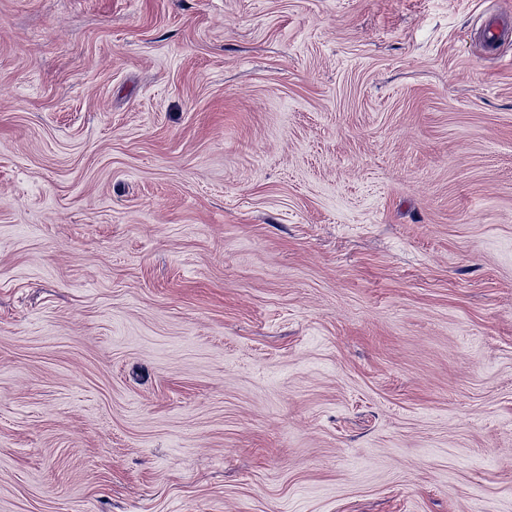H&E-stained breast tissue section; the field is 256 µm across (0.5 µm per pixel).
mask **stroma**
I'll return each instance as SVG.
<instances>
[{"label": "stroma", "mask_w": 512, "mask_h": 512, "mask_svg": "<svg viewBox=\"0 0 512 512\" xmlns=\"http://www.w3.org/2000/svg\"><path fill=\"white\" fill-rule=\"evenodd\" d=\"M512 0H0V512H512ZM482 38L487 49L493 52L500 43L512 38V26L500 22L493 23L482 31Z\"/></svg>", "instance_id": "stroma-1"}]
</instances>
